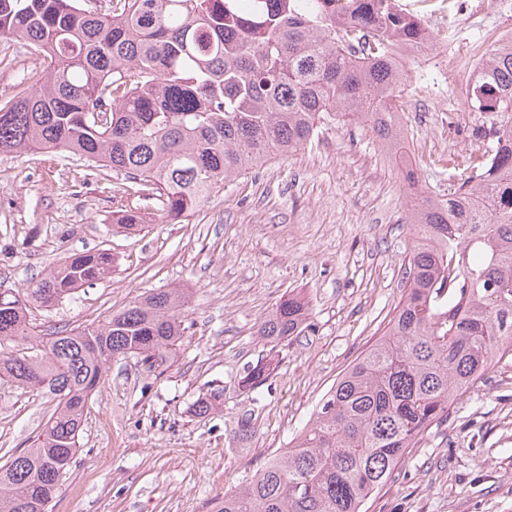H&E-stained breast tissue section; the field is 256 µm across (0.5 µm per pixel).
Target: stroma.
<instances>
[{
    "label": "stroma",
    "instance_id": "35a3bbf8",
    "mask_svg": "<svg viewBox=\"0 0 512 512\" xmlns=\"http://www.w3.org/2000/svg\"><path fill=\"white\" fill-rule=\"evenodd\" d=\"M421 2L439 12L452 47L512 27V10L485 0L467 9ZM38 65L28 47L0 37V103ZM399 103L423 190L447 192L456 182L449 155L477 147L464 88L413 69ZM86 171L65 153H0V288L24 289L69 254L106 249L110 277L54 305L29 304L38 336L105 321L137 295L178 286L188 291L187 333L169 365L150 369L132 354L111 361L48 512H218L225 493L287 448L395 314L412 243L400 167L367 126L333 120L304 149L225 184L184 223L163 222L154 199L132 230L112 222L124 175ZM290 291L308 301L312 327L267 343L258 328ZM269 358L278 367L250 399L237 382ZM217 389L216 410L194 417L192 403ZM55 407L44 390L0 380V464L29 447ZM246 411L253 433L243 440L236 421ZM362 512H512L511 354L451 402Z\"/></svg>",
    "mask_w": 512,
    "mask_h": 512
}]
</instances>
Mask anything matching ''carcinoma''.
Masks as SVG:
<instances>
[{"label": "carcinoma", "instance_id": "cac0c4a2", "mask_svg": "<svg viewBox=\"0 0 512 512\" xmlns=\"http://www.w3.org/2000/svg\"><path fill=\"white\" fill-rule=\"evenodd\" d=\"M0 0V36L41 60L0 105V152L69 153L122 173L162 218L182 222L224 184L312 142L350 117L404 158L398 101L405 71L392 47L431 31L393 0ZM477 153L448 156L466 176L448 197L415 195L417 240L406 296L382 337L350 365L312 419L219 512H361L408 448L448 418V404L512 352V44L491 51L466 91ZM132 229L141 210L112 200ZM105 249L73 253L23 293L0 291V343L34 335L43 306L112 270ZM182 288L146 292L102 323L58 331L36 356L0 355V379L45 389L55 411L31 447L0 467V512H46L66 477L90 393L117 356L174 360L187 327ZM311 327L285 294L261 323L269 343ZM273 360L239 382L257 393ZM216 390L192 404L207 416Z\"/></svg>", "mask_w": 512, "mask_h": 512}]
</instances>
